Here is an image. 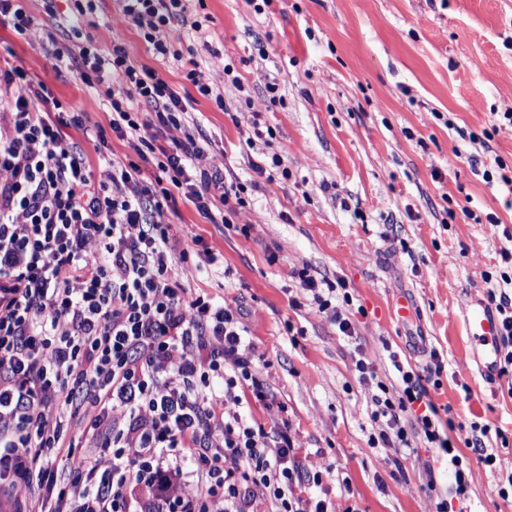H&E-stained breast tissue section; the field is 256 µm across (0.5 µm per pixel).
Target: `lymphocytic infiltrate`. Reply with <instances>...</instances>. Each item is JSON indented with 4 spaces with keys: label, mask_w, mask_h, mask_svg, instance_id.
Here are the masks:
<instances>
[{
    "label": "lymphocytic infiltrate",
    "mask_w": 512,
    "mask_h": 512,
    "mask_svg": "<svg viewBox=\"0 0 512 512\" xmlns=\"http://www.w3.org/2000/svg\"><path fill=\"white\" fill-rule=\"evenodd\" d=\"M186 10V0H122L124 16L165 59V31ZM67 56L107 100L112 131L135 156L94 178L63 131L100 142L103 129L80 106L52 109L46 83L23 68H0V492L15 512H335L330 499L300 494L322 477L299 463L288 422L266 427L244 401L276 400L247 327L176 272L201 256L218 260L195 237L175 247L178 199L224 224L244 203L242 186L193 168L204 136L185 134L157 152V132L181 129L192 103L153 68L134 66L122 44L77 43ZM148 161L157 169L150 178ZM297 277L291 305L311 301L351 335L332 303L335 286L305 267ZM487 301L502 330L498 376L512 395V274H501ZM389 358L392 384L378 381L365 356L354 360L360 380L377 388L379 440L435 448L464 496L452 409L428 391L434 371L394 351ZM229 459L235 469L225 468Z\"/></svg>",
    "instance_id": "f902f5d3"
}]
</instances>
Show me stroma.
<instances>
[{
    "label": "stroma",
    "mask_w": 512,
    "mask_h": 512,
    "mask_svg": "<svg viewBox=\"0 0 512 512\" xmlns=\"http://www.w3.org/2000/svg\"><path fill=\"white\" fill-rule=\"evenodd\" d=\"M33 22L16 34L0 20V59L45 81L62 104L80 105L90 123L107 128L106 100L76 68L58 67L54 47L70 46L60 21L74 0H25ZM201 21L203 33L192 24ZM167 37L192 54L203 82L223 103L200 97L176 62H158L119 0H95L81 42H121L132 64L156 68L193 98L188 131L209 141L197 168H221L243 185L246 203L229 223L213 224L188 202L172 220L175 244L200 236L214 265L179 266L180 280L223 297L243 317L253 357L277 400L254 406L266 425L288 420L304 467L323 475L306 494L347 502L337 475L350 477L360 512H434L438 487L452 484L434 449L408 455L370 444L374 385L360 381L352 360L364 353L380 380L395 381L397 351L411 365L442 364L434 403L453 409L449 436L469 470L470 512H512L498 486L512 473V395L499 380L476 375L462 311L485 303L488 276L506 265L512 195L481 173L494 158L512 167V0H189ZM234 64L235 77L224 74ZM279 101L270 102L269 85ZM259 111L272 138L257 136L249 110ZM239 120H232V113ZM94 176L111 157L132 155L127 141L106 143L70 132ZM280 154L288 177L267 179L251 164ZM500 225L486 223L487 214ZM343 282L352 336L339 333L316 305L290 306L295 273ZM412 305L399 317L400 300ZM502 429L487 467L466 445L471 422Z\"/></svg>",
    "instance_id": "1"
}]
</instances>
